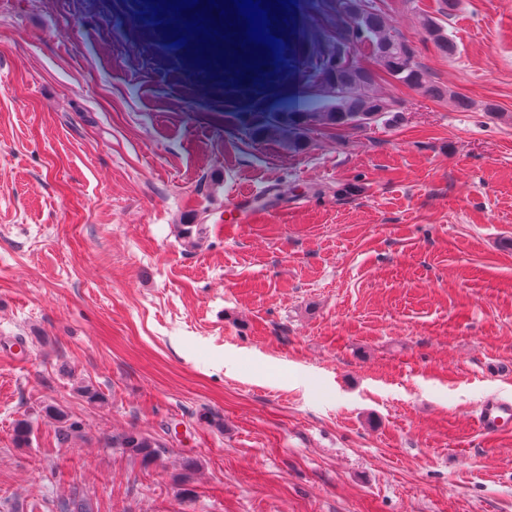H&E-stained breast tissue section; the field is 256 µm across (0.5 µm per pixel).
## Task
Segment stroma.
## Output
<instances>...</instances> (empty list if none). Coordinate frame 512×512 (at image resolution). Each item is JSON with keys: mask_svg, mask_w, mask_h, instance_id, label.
Returning a JSON list of instances; mask_svg holds the SVG:
<instances>
[{"mask_svg": "<svg viewBox=\"0 0 512 512\" xmlns=\"http://www.w3.org/2000/svg\"><path fill=\"white\" fill-rule=\"evenodd\" d=\"M436 3L387 14L470 108L383 76L398 121L338 134L335 0L239 87L145 0H0V512H512V427L477 423L512 399V0H458L450 57ZM423 31L441 53L448 56L453 54L454 44L448 38L442 19L427 15L423 20ZM512 420V400L498 397L486 400L480 407L477 421L484 433L499 432ZM44 412L46 417L58 424L56 430L58 443H66L73 434L81 430L82 425L78 421L71 420L68 413L59 407L46 406ZM112 446L125 448L131 455L140 458L148 466L154 463L166 446L156 437L140 431H128L112 437Z\"/></svg>", "mask_w": 512, "mask_h": 512, "instance_id": "35a3bbf8", "label": "stroma"}]
</instances>
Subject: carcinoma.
Returning <instances> with one entry per match:
<instances>
[{"label":"carcinoma","mask_w":512,"mask_h":512,"mask_svg":"<svg viewBox=\"0 0 512 512\" xmlns=\"http://www.w3.org/2000/svg\"><path fill=\"white\" fill-rule=\"evenodd\" d=\"M455 6L456 0H438L437 16L428 15L423 20L424 34L441 53L448 56L453 54L454 44L448 38L443 19L451 14ZM348 18L345 26L336 29L330 55H335L349 34L358 31L364 35L372 59H383L386 72L392 78L420 88L429 97L448 95V90L427 80L425 72L414 60L415 51L409 39L389 24L387 13L376 4V0H371V10L350 13ZM374 82L375 76L370 70L362 69L354 77L349 71L332 68L331 60H326L319 86V103L310 113L312 121L320 126L340 129L353 126L357 119H369V116L381 111L380 102L384 101V98L372 93ZM177 229L179 236L192 247L202 233V225L190 221L177 225ZM44 412L46 417L57 423L56 439L60 443L67 442L81 430V424L71 420L68 413L59 407L47 406ZM32 433L30 421H17L14 427L15 445L19 448L27 446ZM112 445L126 449L146 466L154 463L164 448L156 437L134 430L112 437Z\"/></svg>","instance_id":"1"}]
</instances>
